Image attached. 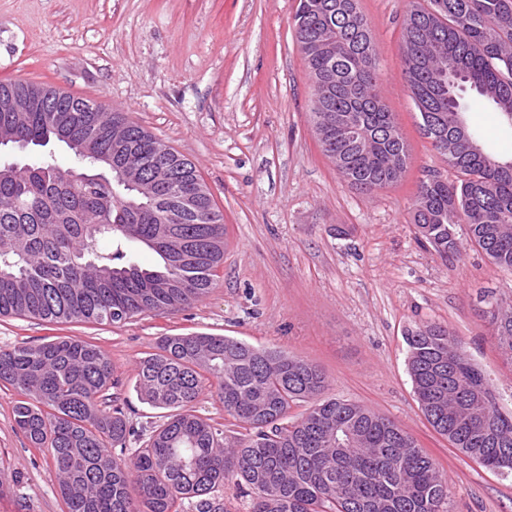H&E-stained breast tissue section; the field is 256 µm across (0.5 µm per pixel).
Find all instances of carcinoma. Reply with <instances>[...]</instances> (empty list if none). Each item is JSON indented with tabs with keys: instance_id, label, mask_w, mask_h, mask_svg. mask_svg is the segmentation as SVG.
<instances>
[{
	"instance_id": "obj_1",
	"label": "carcinoma",
	"mask_w": 512,
	"mask_h": 512,
	"mask_svg": "<svg viewBox=\"0 0 512 512\" xmlns=\"http://www.w3.org/2000/svg\"><path fill=\"white\" fill-rule=\"evenodd\" d=\"M311 81V121L323 154L352 185L367 192L394 183L408 147L378 91V56L357 0H299L294 17ZM403 72L433 147L456 178L431 172L421 181L413 223L443 258L458 252L457 227L472 245L512 272V159L487 151L466 131L463 94L471 90L512 126V0H429L403 20ZM30 107L16 135L41 146L63 134L91 138L112 154L111 133L132 149L147 178L171 181L147 193L120 191L115 173L69 180L53 158L37 156L0 177V316L50 323L110 324L155 312L173 314L206 296L224 260V216L194 165L102 104L50 86L0 81V101ZM46 103L54 112L40 111ZM355 126L359 139L346 138ZM138 243L160 263L144 268L126 250ZM497 348L512 361V312L488 310ZM408 374L423 414L465 456L512 472V416L461 343L437 324L408 331ZM144 400L169 410L149 435L112 405L119 385L99 346L70 336L0 348V383L20 396L13 423L53 463L67 512H222L213 493L228 481L248 488L250 512H452L448 479L418 442L389 418L339 399L314 404L288 423L290 404L320 395L324 373L277 348L229 336H162L142 358ZM214 382L224 412L247 434L224 444V431L197 413ZM474 391L485 406L463 419ZM141 442L127 449L130 439Z\"/></svg>"
}]
</instances>
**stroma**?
Segmentation results:
<instances>
[{
    "instance_id": "obj_1",
    "label": "stroma",
    "mask_w": 512,
    "mask_h": 512,
    "mask_svg": "<svg viewBox=\"0 0 512 512\" xmlns=\"http://www.w3.org/2000/svg\"><path fill=\"white\" fill-rule=\"evenodd\" d=\"M298 0H0V80L47 84L125 113L190 160L226 224L221 278L175 314L114 324L0 317V348L76 336L105 350L113 394L134 426L161 421L137 392L135 364L164 335L231 336L325 373V397L396 422L448 478L454 512H512V474L486 469L439 435L407 371V330L448 327L512 414V364L498 351L487 297L512 304V272L459 233L442 258L417 238L420 182L452 176L419 128L400 55L408 0H358L378 53L379 95L404 134L397 182L365 192L323 155L313 89L293 28ZM469 120L512 155V127L489 104ZM0 384V512H67L46 449L12 421Z\"/></svg>"
}]
</instances>
